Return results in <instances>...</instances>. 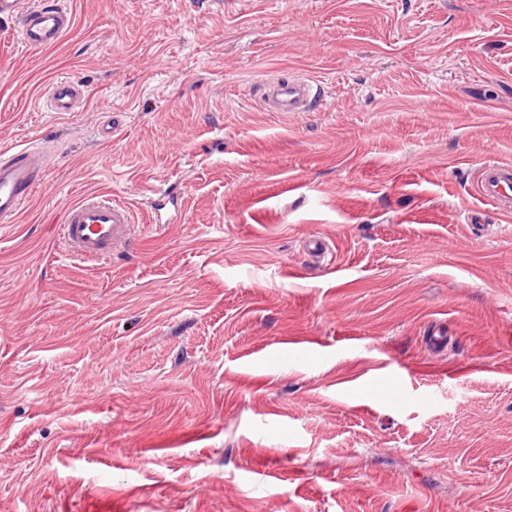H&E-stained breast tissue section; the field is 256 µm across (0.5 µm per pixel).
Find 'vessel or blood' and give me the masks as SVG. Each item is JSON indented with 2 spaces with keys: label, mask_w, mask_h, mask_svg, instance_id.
Masks as SVG:
<instances>
[{
  "label": "vessel or blood",
  "mask_w": 512,
  "mask_h": 512,
  "mask_svg": "<svg viewBox=\"0 0 512 512\" xmlns=\"http://www.w3.org/2000/svg\"><path fill=\"white\" fill-rule=\"evenodd\" d=\"M0 19L11 21L21 42L38 51L60 44L74 25L72 12L61 0H0ZM84 98L83 85L69 78L53 82L47 106L53 112H72ZM322 101L318 85L295 77L268 83L263 95L270 112H307ZM47 155L31 146L0 151V221H12L43 182ZM473 191L481 200L512 204V166H483ZM133 215L124 202L85 199L69 203L61 239L66 253L81 260H100L132 242Z\"/></svg>",
  "instance_id": "vessel-or-blood-1"
}]
</instances>
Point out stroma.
Listing matches in <instances>:
<instances>
[{"instance_id":"obj_1","label":"stroma","mask_w":512,"mask_h":512,"mask_svg":"<svg viewBox=\"0 0 512 512\" xmlns=\"http://www.w3.org/2000/svg\"><path fill=\"white\" fill-rule=\"evenodd\" d=\"M67 3L42 51L0 21V148L49 154L0 223V512H512V208L473 194L512 165V0ZM295 74L322 103L264 111ZM91 195L134 248L63 256ZM84 93L83 85L70 78L56 80L47 92V106L51 112H75Z\"/></svg>"}]
</instances>
